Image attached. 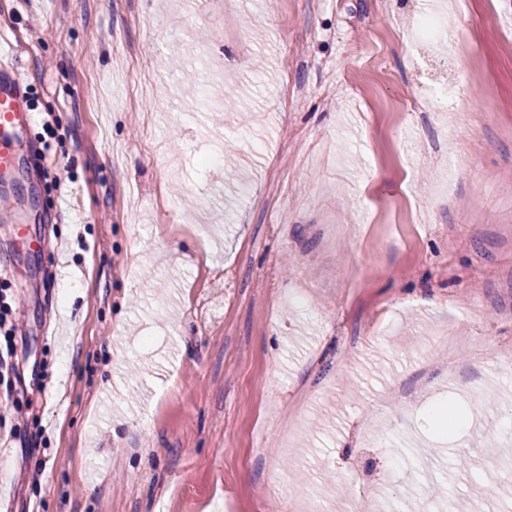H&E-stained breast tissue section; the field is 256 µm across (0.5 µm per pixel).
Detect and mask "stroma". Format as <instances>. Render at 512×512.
I'll return each mask as SVG.
<instances>
[{"mask_svg": "<svg viewBox=\"0 0 512 512\" xmlns=\"http://www.w3.org/2000/svg\"><path fill=\"white\" fill-rule=\"evenodd\" d=\"M442 1L430 60L407 36ZM498 4L0 0L33 138L60 127L0 194L22 322L0 512H345L361 485L404 512L434 483L512 512ZM443 90L420 122L412 95Z\"/></svg>", "mask_w": 512, "mask_h": 512, "instance_id": "stroma-1", "label": "stroma"}]
</instances>
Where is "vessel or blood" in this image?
<instances>
[{"mask_svg": "<svg viewBox=\"0 0 512 512\" xmlns=\"http://www.w3.org/2000/svg\"><path fill=\"white\" fill-rule=\"evenodd\" d=\"M17 54L12 44L0 41V171L11 168L15 161L16 135L31 127L34 115L15 73L13 60Z\"/></svg>", "mask_w": 512, "mask_h": 512, "instance_id": "1", "label": "vessel or blood"}]
</instances>
